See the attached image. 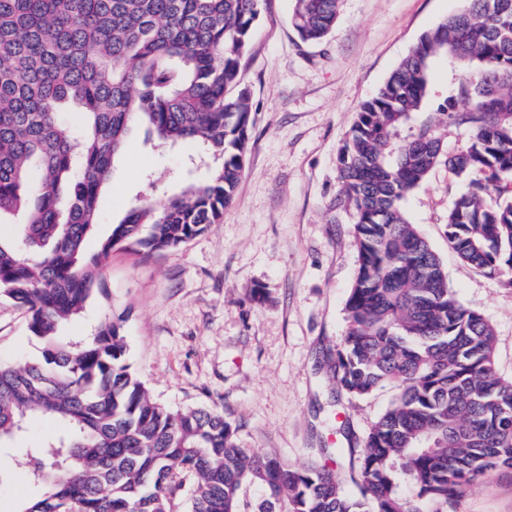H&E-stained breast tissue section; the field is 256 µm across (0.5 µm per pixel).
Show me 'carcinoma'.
I'll return each instance as SVG.
<instances>
[{
  "instance_id": "carcinoma-1",
  "label": "carcinoma",
  "mask_w": 512,
  "mask_h": 512,
  "mask_svg": "<svg viewBox=\"0 0 512 512\" xmlns=\"http://www.w3.org/2000/svg\"><path fill=\"white\" fill-rule=\"evenodd\" d=\"M339 2L295 0L300 39L326 37ZM261 6L0 0V222L20 220L16 237L0 239V297L26 309L41 344L34 361L0 364V442L34 418L61 427L15 459L40 489L19 512H176L184 496L191 512H447L473 482L512 468V380L496 371L494 328L460 302L401 207L441 163L467 178L448 209V245L512 287V0H462L359 105L340 149L336 205L352 212L359 268L333 378L353 399L396 390L362 447L334 449L328 465L257 456L224 413L152 398L112 319L79 340L59 335L99 291L115 247L175 248L222 223L252 112L246 90L227 91ZM445 54L464 70L467 107L450 97L438 111L474 130L451 156L430 125L398 140ZM66 105L80 128L63 120ZM136 124L158 147L192 146L209 175L133 205L89 258L101 190ZM248 486L262 492L252 511Z\"/></svg>"
}]
</instances>
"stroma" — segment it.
Here are the masks:
<instances>
[{"mask_svg": "<svg viewBox=\"0 0 512 512\" xmlns=\"http://www.w3.org/2000/svg\"><path fill=\"white\" fill-rule=\"evenodd\" d=\"M293 6L264 0L241 60L252 125L222 223L169 250L114 249L101 269L103 293L61 334L78 338L112 318L155 399L223 411L241 446L302 466L322 462V449L360 446L395 395L386 387L350 399L326 362L347 332L345 302L359 266L352 218L336 205L339 150L360 103L461 0H341L335 30L317 44L298 38ZM460 81L457 64L437 58L428 100L404 136L432 123L445 151L464 148L469 125L435 123L438 104ZM187 157L182 147L155 148L135 128L101 193L86 256L139 198L159 202L184 182L205 179L207 168ZM466 188L441 164L403 208L442 260L458 299L494 327L496 370L512 379V288L464 265L448 245V209ZM39 351L25 311L0 297V363L20 365ZM58 432L57 424L34 420L0 442V512H16L33 494L15 458ZM449 512H512V468L471 486Z\"/></svg>", "mask_w": 512, "mask_h": 512, "instance_id": "1", "label": "stroma"}]
</instances>
